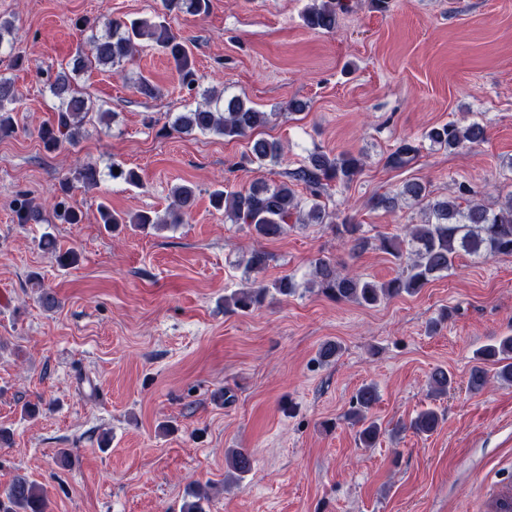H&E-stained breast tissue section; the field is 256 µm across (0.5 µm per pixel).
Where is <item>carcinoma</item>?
<instances>
[{
	"label": "carcinoma",
	"instance_id": "carcinoma-1",
	"mask_svg": "<svg viewBox=\"0 0 512 512\" xmlns=\"http://www.w3.org/2000/svg\"><path fill=\"white\" fill-rule=\"evenodd\" d=\"M210 0H161V10L154 19L83 21L90 31V52L77 56L69 71L64 69L48 76V89L55 102L54 118L38 128V138L49 152L65 143L76 142L92 106L78 87L80 72L95 68H108L122 72L125 65L134 62L135 55L148 41L154 44L173 64L182 86L189 90L198 87V76L190 52L167 22L175 14L201 15L208 12ZM341 0H310L303 12L305 24L314 30L336 29L338 13L347 10ZM135 91L150 99L161 94L160 87L146 76H139ZM202 101L195 108L180 112L172 124L176 132L212 133L223 137L249 138L248 161L258 165L278 162L284 154V145L275 139L253 137L251 133L269 122L270 114L251 105L247 97H224V92L205 89ZM18 98L12 81L0 75V136L14 132L13 113L17 111ZM424 138L433 145L448 151L469 144H481L487 139L486 127L472 121L466 125L448 122L429 128ZM418 148L404 140L390 155L389 163L395 168L408 165L415 159ZM119 173H114V169ZM362 169L361 158L352 154L330 155L315 150L308 154L304 163L291 173L294 181L302 183L308 196L301 197L293 185L281 182L269 185L256 181L247 189L235 190L230 186L211 192V202L218 211H224V220L232 224L246 225L252 234L262 239H276L288 232L294 224L326 223V208L322 198L333 183L348 185ZM108 176L118 182L137 186L139 174L132 168L112 162ZM102 172L94 163L81 165L73 177L65 178L60 190L62 196L55 202L52 218L62 224H79L82 213L67 201L73 182L87 188L100 184ZM458 199H436L430 196L427 186L419 181L405 182L395 193L382 194L371 199L375 208L393 209L399 201H412L422 206L426 220L412 224L404 236H383L379 248L399 261L400 272L390 280L378 283L361 276L344 273L338 263L330 258H318L314 262L311 284L325 296L337 302H353L363 307H374L383 301L403 294L414 295L436 276L450 270L455 260L466 254L476 260H488L499 255H512V193L505 197L498 208L485 206L476 199L477 191L469 185H460ZM172 202L164 215L152 211H140L129 215L112 210L102 201L98 205L99 223L110 231L122 224L149 234L174 224H181L191 214L197 202V189L191 183H179L170 191ZM15 214L19 224H40L46 221L42 211L27 199L17 200ZM336 236L358 252L368 245L362 234V225L353 218L345 217L332 225ZM269 260L268 254L253 249L244 255L245 271L258 274ZM297 283L290 276L282 277L269 285L261 282L224 297V308L237 313H248L259 308L270 292L288 297L296 292ZM475 359L498 365L497 378L512 383V336L491 339L490 343L475 351ZM487 383L486 370L475 365L471 368L468 388L480 392ZM453 377L448 370L438 367L429 376L431 393L436 397L448 394ZM379 401L377 387L373 384L360 386L351 400L347 419L356 427V437L363 448H373L382 433L381 425L371 414ZM443 420L442 414L433 408L424 409L411 419L408 428L418 435L430 436L437 431ZM229 477L238 478L252 469V458L246 451L232 448L225 452ZM208 496L201 489L189 491L181 504V512H202L201 502ZM0 512H52L43 489L24 475L15 476L0 489Z\"/></svg>",
	"mask_w": 512,
	"mask_h": 512
}]
</instances>
